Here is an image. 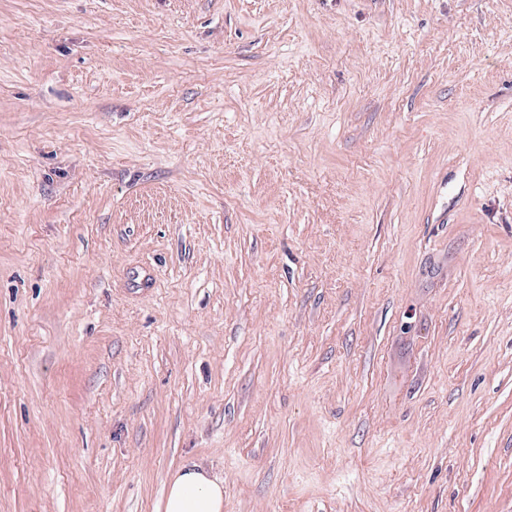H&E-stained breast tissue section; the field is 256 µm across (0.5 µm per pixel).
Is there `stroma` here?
<instances>
[{
    "mask_svg": "<svg viewBox=\"0 0 512 512\" xmlns=\"http://www.w3.org/2000/svg\"><path fill=\"white\" fill-rule=\"evenodd\" d=\"M512 512V0H0V512ZM224 483L206 469L187 466L168 481L163 512H223Z\"/></svg>",
    "mask_w": 512,
    "mask_h": 512,
    "instance_id": "35a3bbf8",
    "label": "stroma"
}]
</instances>
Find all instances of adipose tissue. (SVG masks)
Segmentation results:
<instances>
[{"mask_svg":"<svg viewBox=\"0 0 512 512\" xmlns=\"http://www.w3.org/2000/svg\"><path fill=\"white\" fill-rule=\"evenodd\" d=\"M224 484L206 469L192 465L169 480L163 512H223Z\"/></svg>","mask_w":512,"mask_h":512,"instance_id":"ef3b65f1","label":"adipose tissue"}]
</instances>
